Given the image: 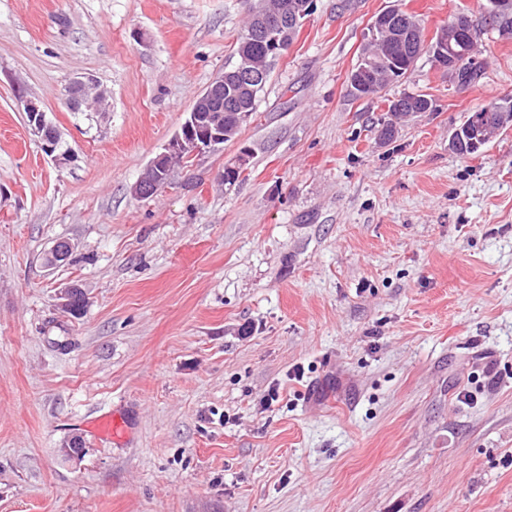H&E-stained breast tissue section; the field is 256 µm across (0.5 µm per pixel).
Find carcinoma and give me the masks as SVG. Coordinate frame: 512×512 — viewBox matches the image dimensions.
I'll use <instances>...</instances> for the list:
<instances>
[{"mask_svg":"<svg viewBox=\"0 0 512 512\" xmlns=\"http://www.w3.org/2000/svg\"><path fill=\"white\" fill-rule=\"evenodd\" d=\"M406 15L411 24H406L403 18L392 19L390 26L377 32L375 41L368 43L365 48V57L356 66L361 71L359 75H351L349 85L353 95L366 97L378 93L387 83L396 81L407 75L413 67L421 52L426 50L422 39V30L419 20L412 14L400 11ZM250 53L260 59L265 77H270L272 63L278 57V47L270 40L247 41V35L240 37L237 54ZM460 79L463 84L469 85L482 75V62L477 57V44L461 41L456 44L453 52ZM261 86L252 83H242L238 80L224 82V128L229 131L237 127L238 113L256 112V102ZM409 116V111L400 110L396 102H390L387 116L382 121L381 136L388 140L393 139L398 132L400 122ZM487 122H512V105H507V99L501 98L491 101L488 105L471 113L460 126L464 137V144L458 150L460 155L473 154L485 146L480 126Z\"/></svg>","mask_w":512,"mask_h":512,"instance_id":"1","label":"carcinoma"}]
</instances>
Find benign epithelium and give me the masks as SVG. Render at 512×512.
Segmentation results:
<instances>
[{"mask_svg": "<svg viewBox=\"0 0 512 512\" xmlns=\"http://www.w3.org/2000/svg\"><path fill=\"white\" fill-rule=\"evenodd\" d=\"M253 26L249 35L274 30L276 42L280 47H288L289 32L288 3L284 0H265L262 7L251 10L250 14ZM467 33L470 38L476 37V32L471 19L455 20L447 28L439 32L436 42L429 50V55L442 69L448 71V76L453 80H459V73L454 64L448 61L451 57L453 46L461 40L460 34ZM262 69L251 60L243 58L237 64L233 74L244 78L249 82H255L261 76ZM224 91V75L216 76L211 83L200 92L195 100L194 107L199 109L208 106L212 102L220 100ZM75 99L77 109L85 112L94 111L93 104L103 101L106 95L99 89L95 81L90 77H78L71 80L65 90V99ZM26 114L27 125L31 131L45 140L43 148L45 153L58 164H65L72 157V150L60 151L56 145L46 141V113L41 105L34 99L28 98L22 101ZM224 146V122L221 116L208 113L207 117L197 111L190 113V117L182 124L180 131L169 140L163 151L156 154L146 165L140 177L136 181L133 190L140 197H152L170 184V177L175 167L181 165V161L189 156L196 157L205 152L219 150ZM71 252V245L66 241L57 242L47 253L45 262L49 266L57 265L65 261ZM61 305L68 311L75 310L76 306L85 302V296L81 289L71 286L60 294Z\"/></svg>", "mask_w": 512, "mask_h": 512, "instance_id": "benign-epithelium-1", "label": "benign epithelium"}]
</instances>
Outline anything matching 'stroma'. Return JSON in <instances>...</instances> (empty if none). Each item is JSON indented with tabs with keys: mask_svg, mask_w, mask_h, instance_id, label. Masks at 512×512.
<instances>
[{
	"mask_svg": "<svg viewBox=\"0 0 512 512\" xmlns=\"http://www.w3.org/2000/svg\"><path fill=\"white\" fill-rule=\"evenodd\" d=\"M254 3L0 0V512H512V125L449 146L512 98V38L481 28L469 86L424 55L357 98L379 12L429 39L486 0H313L236 138L137 197ZM82 74L107 112L63 105ZM408 92L435 111L380 142ZM21 103L26 114L28 127L35 135L39 136L45 142L43 143L45 153L57 164H65L70 161L72 157L71 148L65 151H60L57 149L55 144L47 141L45 135L47 127L46 113L41 108V105L32 98L22 100ZM512 100L510 106L505 108L504 105L508 104L506 98L496 99L491 101L488 105L472 112L466 121L459 127L464 137V144L461 143V149L458 150L460 155H468L478 152L484 143L482 138L478 135L481 134L480 126L486 122L505 123L512 122ZM475 141L478 146L471 145L469 141Z\"/></svg>",
	"mask_w": 512,
	"mask_h": 512,
	"instance_id": "1",
	"label": "stroma"
}]
</instances>
